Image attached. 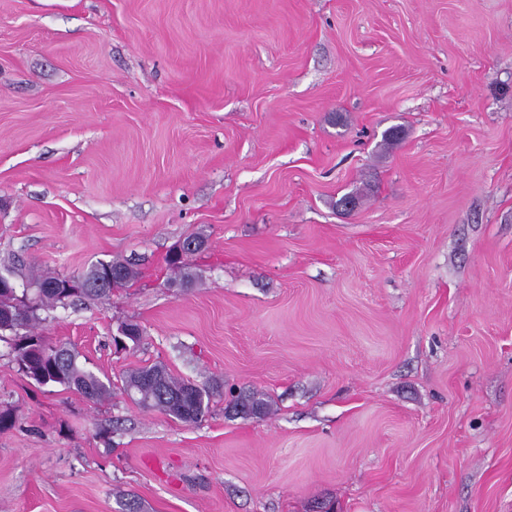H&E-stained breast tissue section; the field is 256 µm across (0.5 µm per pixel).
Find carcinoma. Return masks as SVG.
<instances>
[{
    "label": "carcinoma",
    "instance_id": "cac0c4a2",
    "mask_svg": "<svg viewBox=\"0 0 512 512\" xmlns=\"http://www.w3.org/2000/svg\"><path fill=\"white\" fill-rule=\"evenodd\" d=\"M122 275L125 282L135 277L129 264L121 261H98L76 277L68 274L43 275L35 279L41 285L37 293L0 291V333L32 329L39 320L38 310L45 304H55L73 295L69 283L78 278L84 288L78 296L107 300L112 289L103 287L111 282L112 272ZM11 352L18 370L40 385L57 383L75 389L87 400L97 403L112 396V380L100 379L78 364V353L43 336L25 334L13 336ZM123 391L138 395V403L146 409L158 410L184 423H196L208 413L213 391L172 376L165 366L153 364L133 370L122 378ZM243 416L265 415L267 403L253 393L246 394L235 404Z\"/></svg>",
    "mask_w": 512,
    "mask_h": 512
}]
</instances>
